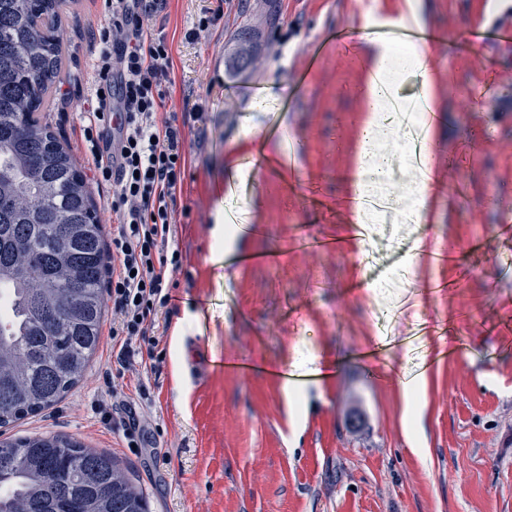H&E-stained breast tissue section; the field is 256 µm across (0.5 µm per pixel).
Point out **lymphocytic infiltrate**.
<instances>
[{
    "mask_svg": "<svg viewBox=\"0 0 512 512\" xmlns=\"http://www.w3.org/2000/svg\"><path fill=\"white\" fill-rule=\"evenodd\" d=\"M106 6L110 17L99 32L82 139L83 162L96 185L109 191L107 209L117 222L102 298L111 310L115 371L108 400L96 407L108 425L114 404L125 399V374L161 370L159 319L175 310L171 290L183 270L176 235L190 213L177 203L186 176L183 128L205 115L160 114L174 74L167 37L156 27L167 0H106Z\"/></svg>",
    "mask_w": 512,
    "mask_h": 512,
    "instance_id": "f902f5d3",
    "label": "lymphocytic infiltrate"
}]
</instances>
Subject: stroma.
<instances>
[{
    "label": "stroma",
    "instance_id": "stroma-1",
    "mask_svg": "<svg viewBox=\"0 0 512 512\" xmlns=\"http://www.w3.org/2000/svg\"><path fill=\"white\" fill-rule=\"evenodd\" d=\"M217 0H168L158 18L172 46L167 109L201 110L186 129L188 161L179 206L183 272L171 324L158 350L159 378L126 374L124 391L148 421L137 447L104 425L95 405L106 389L112 338L102 333L83 379L37 415L0 428V439L66 434L114 456L151 512H512V235H490L512 203V46L455 57L428 52L448 156L471 148L461 168L465 197L448 191V169L430 185L429 223L415 214L361 211L351 239L349 152L363 112L344 93L358 84L378 46L358 60L328 44L330 31L392 22L429 23L454 34L464 23L501 21L506 0H232L201 39L185 34ZM104 0H68L61 78L90 92L92 35ZM248 20L258 58L230 69L236 30ZM237 79L225 89V76ZM481 92L468 122L456 88ZM349 116L346 127L336 117ZM73 157L82 158L83 117L54 97L46 116ZM279 124L301 138L296 176L252 171L244 158L276 157ZM315 184L325 207L304 209L295 183ZM239 209L263 235L233 236L232 249L280 252L278 263L228 271L213 246L217 214ZM340 240L339 251L291 248L299 225ZM474 252L470 270L438 269L427 253L454 240ZM447 279L444 293L425 281ZM447 326L432 333L429 323ZM282 370L316 375L299 415H290ZM421 377L420 418L405 411L404 386Z\"/></svg>",
    "mask_w": 512,
    "mask_h": 512
}]
</instances>
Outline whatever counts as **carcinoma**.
I'll list each match as a JSON object with an SVG mask.
<instances>
[{"label": "carcinoma", "mask_w": 512, "mask_h": 512, "mask_svg": "<svg viewBox=\"0 0 512 512\" xmlns=\"http://www.w3.org/2000/svg\"><path fill=\"white\" fill-rule=\"evenodd\" d=\"M67 0H0V427L56 405L100 340L104 241L83 175L40 113ZM251 32L233 59L248 67ZM0 512H148L112 456L64 434L0 443Z\"/></svg>", "instance_id": "1"}]
</instances>
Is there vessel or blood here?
I'll return each instance as SVG.
<instances>
[{
	"label": "vessel or blood",
	"mask_w": 512,
	"mask_h": 512,
	"mask_svg": "<svg viewBox=\"0 0 512 512\" xmlns=\"http://www.w3.org/2000/svg\"><path fill=\"white\" fill-rule=\"evenodd\" d=\"M467 32L468 45L472 48L512 44L511 22L498 25L473 24ZM367 38L385 45L399 44L418 48L439 45L452 56L459 50L458 40L449 38L444 30L410 20L384 27H370L359 34L348 28H339L330 34L336 48L345 51L353 60L357 59L359 46ZM388 105L396 113L399 124L410 129L405 152L408 164L423 172L431 162H446V148L435 136L438 114L430 97L423 93L410 98L393 97L389 99ZM274 134L282 143V150L275 162L276 169L295 172L298 160L305 151L304 142L280 128L275 129ZM294 246L303 252L318 254L337 250L338 243L328 236L306 232L295 240Z\"/></svg>",
	"instance_id": "b4317fda"
}]
</instances>
